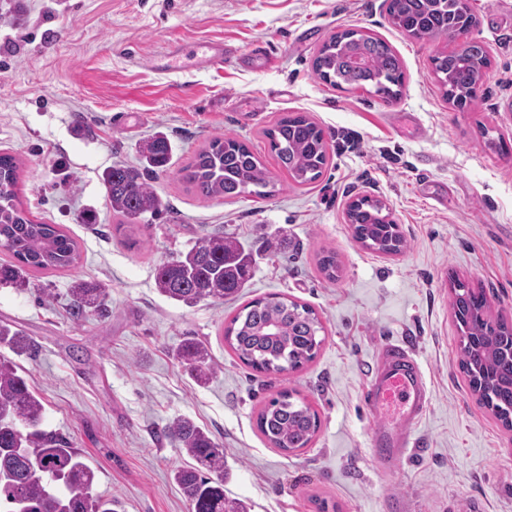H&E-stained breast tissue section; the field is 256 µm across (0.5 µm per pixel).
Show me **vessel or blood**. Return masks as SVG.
I'll return each instance as SVG.
<instances>
[{
    "mask_svg": "<svg viewBox=\"0 0 512 512\" xmlns=\"http://www.w3.org/2000/svg\"><path fill=\"white\" fill-rule=\"evenodd\" d=\"M230 56L224 42L207 41L193 46L173 43L151 58L152 69L166 74L183 59L204 71L223 64ZM363 401L376 425L371 444L384 466L398 467L417 446L414 429L428 403L424 373L409 345L390 343L379 352Z\"/></svg>",
    "mask_w": 512,
    "mask_h": 512,
    "instance_id": "1",
    "label": "vessel or blood"
}]
</instances>
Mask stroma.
<instances>
[{
  "label": "stroma",
  "mask_w": 512,
  "mask_h": 512,
  "mask_svg": "<svg viewBox=\"0 0 512 512\" xmlns=\"http://www.w3.org/2000/svg\"><path fill=\"white\" fill-rule=\"evenodd\" d=\"M23 25L0 22V152L21 161L19 197L32 218L75 238L80 261L35 272L33 291L0 288V321L23 330L18 357L45 405L46 430L65 437L96 473L92 492L118 512H189L171 479L184 465L161 433L193 418L224 444L226 494L250 512H512V429L470 388L460 362L451 281L483 289L491 317L512 323V0H469L470 38L491 66L477 104L459 110L440 90L430 58L452 44L407 37L387 20L385 0H23ZM352 28L386 40L403 63L400 99L340 90L312 60L331 34ZM218 40L237 54L261 45L273 60H225L206 71L165 75L149 66L167 44ZM300 113L323 129L328 161L298 186L264 135ZM157 131L172 144L152 185L172 211L116 231L100 175L137 161ZM260 157L275 195L212 199L177 175L216 136ZM380 200L407 240L381 255L357 242L346 220L360 196ZM93 211L97 221L82 216ZM288 233L284 255L259 257L239 296L188 307L154 286V269L215 231L252 244ZM335 251L327 281L316 259ZM79 278L106 290L104 313L70 315ZM51 294L41 304L37 289ZM269 293L313 308L324 327L313 361L287 374L243 364L224 329L248 301ZM188 336L219 366L204 387L173 357ZM410 343L429 391L416 429L420 448L385 471L370 445L362 403L368 368L386 343ZM294 390L317 411L308 447L284 453L257 429L264 404Z\"/></svg>",
  "instance_id": "35a3bbf8"
}]
</instances>
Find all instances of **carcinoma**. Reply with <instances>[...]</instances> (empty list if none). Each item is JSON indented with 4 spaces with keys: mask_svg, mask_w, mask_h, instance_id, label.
<instances>
[{
    "mask_svg": "<svg viewBox=\"0 0 512 512\" xmlns=\"http://www.w3.org/2000/svg\"><path fill=\"white\" fill-rule=\"evenodd\" d=\"M392 24L425 41L454 40L461 26L475 24L467 0H387ZM434 73L448 101L470 109L476 90L490 65L483 42L470 40L450 54L432 56ZM313 70L338 89L364 88L384 98L400 94L402 63L383 39L347 30L319 49ZM279 166L298 185L315 181L327 160L323 131L303 115L281 118L265 131ZM137 167L115 164L105 168L101 181L112 214L134 224L145 214L159 215L167 202L151 180L169 168L172 145L162 131L138 146ZM20 164L11 154H0V248L11 255L0 262V286L18 293L31 290L30 272L65 270L78 264L77 241L57 224L30 218L19 198ZM181 179L206 198H233L255 187L254 194L271 195L272 184L259 157L244 143L216 137L180 169ZM378 200L361 198L348 210L349 224L366 247L398 253L405 241L397 225L382 214ZM256 263L253 250L236 238L216 232L203 237L177 257L155 268L159 294L188 306L222 302L249 281ZM71 315L79 320L103 312L104 288L94 281L77 280L69 289ZM453 308L462 333L460 365L483 403L505 425L512 426V324L492 322L481 288L462 283L454 287ZM323 326L306 305L276 294L245 305L225 330L229 347L252 370L283 374L315 358ZM0 347L17 356L30 352L32 342L14 325L0 323ZM184 371L205 383L215 374L201 341L187 337L176 351ZM45 406L26 373L12 359L0 355V512H116L112 500L92 494L93 469L82 454L55 433L41 428ZM320 426L318 414L289 391L271 399L259 412L257 427L274 447L285 451L305 448ZM162 434L185 452L189 461L175 470L173 479L192 512H248L246 504L224 494V445L206 428L180 416L169 421Z\"/></svg>",
    "mask_w": 512,
    "mask_h": 512,
    "instance_id": "obj_1",
    "label": "carcinoma"
}]
</instances>
